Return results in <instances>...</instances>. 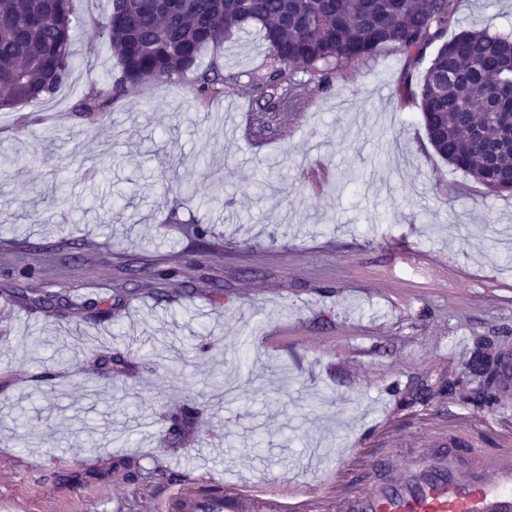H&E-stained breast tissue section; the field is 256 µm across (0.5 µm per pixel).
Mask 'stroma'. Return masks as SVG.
Instances as JSON below:
<instances>
[{
  "mask_svg": "<svg viewBox=\"0 0 512 512\" xmlns=\"http://www.w3.org/2000/svg\"><path fill=\"white\" fill-rule=\"evenodd\" d=\"M110 8L71 0L68 83L0 111V512H182L160 481L113 470L119 460L242 476L288 498L336 468L337 493L351 494L373 458L407 462L422 440L457 438L463 466L512 448V383L484 405L456 353L465 336L512 357V194L488 195L435 153L420 99L398 94L405 57L386 46L324 85L276 80L254 26L202 50L221 92L196 96L189 75L86 116L77 105L119 70L101 30ZM456 17L452 35L512 33V0H460ZM36 208L51 221L34 222ZM195 224L214 227L215 279L193 266ZM62 238L79 240L84 265H49L59 307L32 303L45 278L25 297L4 292L21 243ZM178 254L193 292L170 302L156 279L126 271ZM204 329L209 353L172 376L168 346ZM247 330L249 367L235 372ZM62 346L72 376L58 387L42 376ZM106 347L127 362L109 384L95 363ZM219 370L237 383L227 404L203 384ZM189 398L195 423L170 447L166 418ZM20 408L33 439L19 436ZM341 448L359 454L343 465Z\"/></svg>",
  "mask_w": 512,
  "mask_h": 512,
  "instance_id": "1",
  "label": "stroma"
}]
</instances>
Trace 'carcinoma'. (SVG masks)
Instances as JSON below:
<instances>
[{
	"instance_id": "obj_1",
	"label": "carcinoma",
	"mask_w": 512,
	"mask_h": 512,
	"mask_svg": "<svg viewBox=\"0 0 512 512\" xmlns=\"http://www.w3.org/2000/svg\"><path fill=\"white\" fill-rule=\"evenodd\" d=\"M457 0H111L102 23L120 69L106 96L86 97L78 111L100 112L127 88L146 82H178L197 74L205 97L223 81L201 69L210 44L258 26L282 77L303 73L324 80L381 46L405 57L410 71L400 86L418 97L427 135L448 164L493 194L505 192L496 173L512 171V34L462 30L448 37ZM70 0H0V110L55 97L69 80ZM62 239L29 246L36 254L24 274H44L47 258L66 254ZM173 292L190 294L174 268L157 271ZM475 352L468 363L488 374L475 394L492 403L502 390L499 369L488 371ZM195 415L186 404L171 444L179 445Z\"/></svg>"
}]
</instances>
